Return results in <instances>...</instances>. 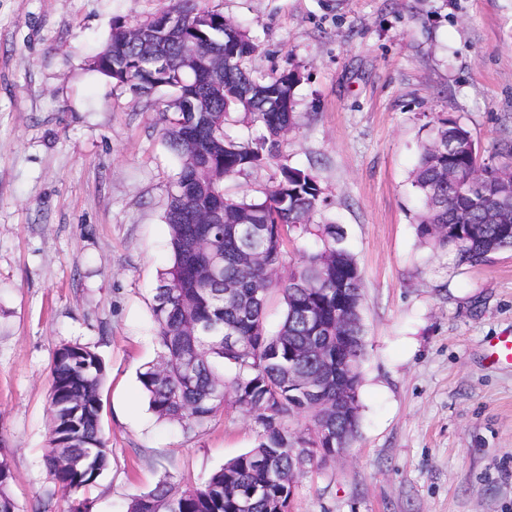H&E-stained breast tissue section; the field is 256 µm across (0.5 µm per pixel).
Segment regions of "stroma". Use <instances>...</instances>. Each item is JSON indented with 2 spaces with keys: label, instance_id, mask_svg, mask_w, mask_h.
Here are the masks:
<instances>
[{
  "label": "stroma",
  "instance_id": "obj_1",
  "mask_svg": "<svg viewBox=\"0 0 512 512\" xmlns=\"http://www.w3.org/2000/svg\"><path fill=\"white\" fill-rule=\"evenodd\" d=\"M166 0H0V460L16 512H69L45 464L61 344L108 365L107 470L91 512H126L162 480L199 484L253 448L232 405L192 432L157 419L138 373L159 354L151 305L169 260L177 160L162 137L174 92L91 71L116 21ZM248 30L257 76L297 72V124L278 156L226 180L261 197L310 169L363 276L366 351L351 448L295 484L290 512H512V250L475 266L422 244L411 184L439 121L489 154L512 133V0H200Z\"/></svg>",
  "mask_w": 512,
  "mask_h": 512
}]
</instances>
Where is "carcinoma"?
<instances>
[{
    "instance_id": "carcinoma-1",
    "label": "carcinoma",
    "mask_w": 512,
    "mask_h": 512,
    "mask_svg": "<svg viewBox=\"0 0 512 512\" xmlns=\"http://www.w3.org/2000/svg\"><path fill=\"white\" fill-rule=\"evenodd\" d=\"M164 10L193 20L202 12L199 0H167ZM222 20L206 42L185 29L170 33L153 46L165 63L153 74L139 65L141 50L127 32L112 27L105 47L95 56V71L143 93L172 87L182 73L184 44L196 39L205 52L233 58L232 64L199 78L205 111L197 117L176 111L162 113L163 136L179 160V171L165 210L171 261L158 277L152 313L157 324L159 360L138 374L150 410L160 419L186 429L203 425L226 403L251 414L260 425L257 445L230 459L199 485L180 487L168 481L132 498L127 512H238V501L250 487L276 473L285 482L272 486L252 502L250 512L289 510L291 485L306 465L299 455L305 432L322 428L314 464L336 457V448L351 447L359 426V392L351 396L355 419L336 420V397L343 393L336 380V352L347 368L342 377H361L365 327L361 316L363 281L356 259L342 246L343 230L335 224L317 225L321 246L302 257L283 275L284 236L309 231L315 212L325 202L315 175L308 169L284 166L280 180L262 198L224 195V180L260 167L275 157L295 126L291 72L263 78L252 75L244 62L258 45L240 25L218 12ZM124 50L112 52L116 42ZM224 93L211 96L213 80ZM232 111L243 112L261 128L255 138L235 141L224 134ZM512 166V139L499 140L491 153L480 155L469 131L456 121L443 120L431 141L422 146L412 172V185L423 210L417 230L436 246H452L459 263L477 264L493 253L511 249L512 190L500 173ZM469 181L476 193L459 192ZM262 228L261 255L249 253L248 225ZM224 253V268L210 271L209 252ZM282 292L285 312L277 331L269 333L265 312L272 289ZM312 307L323 326L316 342L303 316ZM342 325L336 326V315ZM227 367L232 376L219 373ZM319 382L311 391L288 382ZM106 375L102 357L80 343H64L54 352L51 367L50 448L45 462L64 494H83L110 463L101 433V389ZM306 418L304 429L290 433L285 421ZM12 472L0 461V512H15L7 492Z\"/></svg>"
}]
</instances>
